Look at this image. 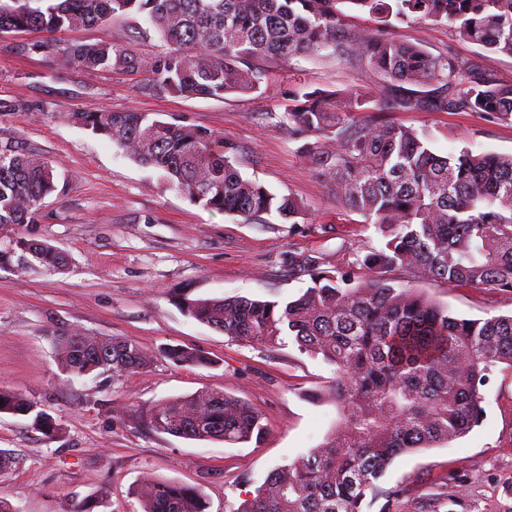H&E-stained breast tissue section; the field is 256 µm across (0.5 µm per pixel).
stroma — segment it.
<instances>
[{
  "label": "stroma",
  "mask_w": 512,
  "mask_h": 512,
  "mask_svg": "<svg viewBox=\"0 0 512 512\" xmlns=\"http://www.w3.org/2000/svg\"><path fill=\"white\" fill-rule=\"evenodd\" d=\"M391 34L433 55L477 62L489 78L512 83V56L460 40L443 24L400 23ZM57 43L111 41L160 50L158 38L136 39L121 21L55 34ZM34 35L0 34V142L12 141L50 161L57 190L34 224L0 227V250L17 237L65 252L63 271L11 261L0 264V387L37 402L59 425L46 437L28 419L0 416V449L16 462L0 473V494L17 512H140L134 490L142 477L203 489L224 512L260 487L271 471L318 446L336 418L306 390L332 373L293 343L266 347L232 341L185 316L192 298L293 300L308 275L288 267V252L330 254L347 262L377 245L373 225L342 210L274 114L290 93L362 88L383 77L330 56L298 55L274 67L264 93L222 99L146 97L138 74L87 72L34 48ZM88 107L134 109L177 125L224 136L238 149L242 172L304 204L297 226L278 217L249 224L209 211L168 188L159 170L125 157L111 143L64 120ZM393 120L424 133L439 155L470 148L512 154V126L475 112H396ZM414 288L465 318L512 312V293L418 279ZM77 328L129 337L152 355L146 371L74 377L62 371L50 330ZM181 345L210 355L208 368L177 366L160 355ZM216 389L245 400L264 417L257 443L230 445L156 432L148 423L160 401ZM482 422L448 444L397 457L385 483L404 490L396 512H512V369L498 367L483 389Z\"/></svg>",
  "instance_id": "obj_1"
}]
</instances>
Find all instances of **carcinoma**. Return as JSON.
Masks as SVG:
<instances>
[{"mask_svg": "<svg viewBox=\"0 0 512 512\" xmlns=\"http://www.w3.org/2000/svg\"><path fill=\"white\" fill-rule=\"evenodd\" d=\"M382 19L384 29L355 30L344 6ZM141 20L161 51L143 56L96 41L57 48L85 71L142 75L138 93L186 99L262 90L270 65L293 55L333 56L386 79L369 108L361 89L300 90L275 125L302 142L317 175L341 208L373 225L377 246L338 264L320 253H288V266L311 285L291 301L178 297L182 312L230 339L284 344L332 367L313 397L336 406L323 442L274 469L255 495L224 512H364L382 500L392 512L401 491L383 480L402 454L466 435L484 414L481 387L493 371L512 367V315L462 318L411 287L418 278L448 286L512 292V155L440 156L428 138L386 118L388 112H477L512 125V84L490 79L476 64L388 36L396 22L445 24L464 41L512 55V0H0V33L39 35L50 47L57 31ZM419 87L409 92L404 84ZM436 88L427 90V87ZM67 120L112 143L124 156L164 172L167 185L206 210L265 224L291 221L303 204L242 174L237 148L204 128L175 125L130 109L89 107ZM57 190L53 165L0 144V226L33 224ZM30 258L49 272L66 255L47 242L19 238L6 259ZM52 330L62 370L72 376L146 369L151 356L130 338ZM162 356L179 366L212 364L178 346ZM24 417L51 436L59 430L36 403L0 388V415ZM152 429L193 440L243 444L260 440L261 414L221 390L171 398L152 408ZM141 512H207L204 491L162 478L138 491Z\"/></svg>", "mask_w": 512, "mask_h": 512, "instance_id": "1", "label": "carcinoma"}]
</instances>
